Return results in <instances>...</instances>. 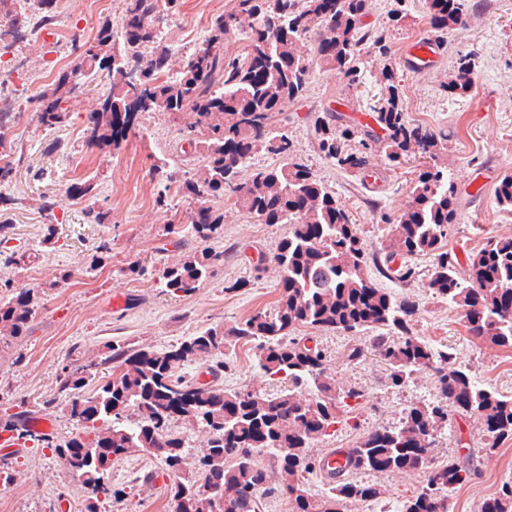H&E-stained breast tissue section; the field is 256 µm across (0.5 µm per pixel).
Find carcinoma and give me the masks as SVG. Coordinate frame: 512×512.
<instances>
[{"mask_svg": "<svg viewBox=\"0 0 512 512\" xmlns=\"http://www.w3.org/2000/svg\"><path fill=\"white\" fill-rule=\"evenodd\" d=\"M367 0H233L230 10L211 17L207 36L196 43L174 75L167 73L169 50L162 25L179 0H124L117 22H103L87 40L75 37L76 63L55 79L36 101L39 126L52 131L66 122L70 102L96 81L109 85L99 107L85 119V141L101 151L119 147L135 114H193L189 150L202 156L185 195L206 206L207 217L191 225L204 248L162 273L169 291L190 293L215 267L224 251L208 243L224 224V211L212 205L226 193L261 224H285L277 245L280 295L260 311L224 328H201L163 352L109 344L106 356L62 368L65 409L78 431L54 444L56 455L86 490L87 512L112 501V465L150 448L169 478L170 512H261L260 494L282 495L289 512H346L347 504L380 498L374 483L341 477L322 494L311 491L304 474L318 469L308 449L349 420L352 401L364 390L342 388L325 371V355L306 345L302 327L343 333L371 329L370 349L389 366V384L406 385L415 375L434 376L439 400L409 409L399 426L375 430L348 449L349 472L376 473L429 466V450L448 413L473 415L486 427L489 447L512 440V396L475 384L467 366L448 351L433 350L410 335L409 300H396L371 276L378 261L365 252L356 225L336 196L312 168L292 158L286 105L303 91L311 70L343 76L349 87L361 83L360 51L369 45L382 57L391 55L383 35L360 27ZM0 0V52L8 53L31 32L33 20ZM57 0H37L42 27L56 17ZM464 0H431L434 29L444 35L462 23ZM243 42L241 53L224 54V45ZM314 44V55L303 45ZM474 63L460 57L448 88L466 94L474 82ZM384 97L371 108L374 123L386 130L379 140L371 131L336 125L327 112L317 122L320 152L337 166L357 173L367 157L348 149L362 135L388 166L419 151L435 159L438 139L427 127L409 120L394 69H386ZM286 157L278 167L258 168L238 182L241 167L260 150ZM14 141L0 133V186L17 173ZM500 207L512 210V175L496 188ZM37 210L56 220L55 200L38 195ZM87 224H105L108 211L91 206ZM457 221L456 190L437 164L423 169L409 195L405 212L393 220L385 262L395 256H434L428 287L464 311L474 339L512 349V237H489L471 259L464 287L456 265L442 250L448 225ZM38 315L30 294L5 289L0 295V348L26 336ZM258 342L257 362L278 383L272 394L227 390L184 380L180 369L203 356L222 355L241 342ZM114 365L98 377L99 367ZM97 381L91 391L88 382ZM307 389L310 395L298 393ZM208 430L204 448L194 451L184 437L170 431L174 418ZM478 475L457 463L432 468L425 487L404 512H448V491ZM480 512H512V481L484 499Z\"/></svg>", "mask_w": 512, "mask_h": 512, "instance_id": "carcinoma-1", "label": "carcinoma"}]
</instances>
